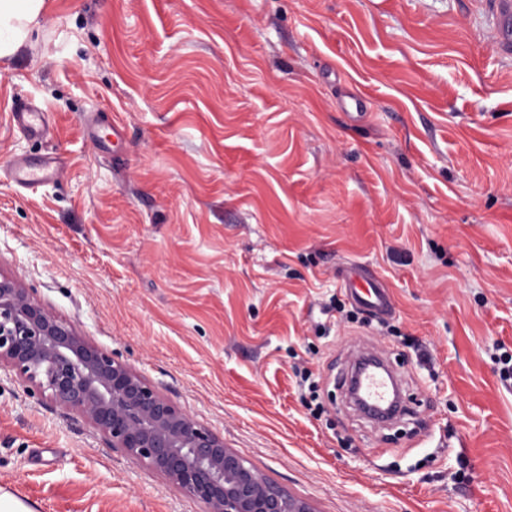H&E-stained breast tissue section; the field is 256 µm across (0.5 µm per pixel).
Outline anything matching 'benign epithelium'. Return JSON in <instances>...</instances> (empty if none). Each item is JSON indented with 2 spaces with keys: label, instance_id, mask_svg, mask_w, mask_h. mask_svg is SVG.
I'll return each mask as SVG.
<instances>
[{
  "label": "benign epithelium",
  "instance_id": "7a95c632",
  "mask_svg": "<svg viewBox=\"0 0 512 512\" xmlns=\"http://www.w3.org/2000/svg\"><path fill=\"white\" fill-rule=\"evenodd\" d=\"M86 417L137 464L162 474L206 512H313L304 499L269 481L224 439L160 396L112 353L0 276V364Z\"/></svg>",
  "mask_w": 512,
  "mask_h": 512
}]
</instances>
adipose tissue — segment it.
<instances>
[{
  "label": "adipose tissue",
  "mask_w": 512,
  "mask_h": 512,
  "mask_svg": "<svg viewBox=\"0 0 512 512\" xmlns=\"http://www.w3.org/2000/svg\"><path fill=\"white\" fill-rule=\"evenodd\" d=\"M47 0H0V61L32 45L42 29Z\"/></svg>",
  "instance_id": "obj_1"
}]
</instances>
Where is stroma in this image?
Returning a JSON list of instances; mask_svg holds the SVG:
<instances>
[{"label":"stroma","instance_id":"35a3bbf8","mask_svg":"<svg viewBox=\"0 0 512 512\" xmlns=\"http://www.w3.org/2000/svg\"><path fill=\"white\" fill-rule=\"evenodd\" d=\"M48 2L0 61V275L314 512H512V59L474 0ZM21 100L48 136L12 129ZM94 118L121 141L92 150ZM49 154L58 179L5 173ZM349 262L387 321L326 311ZM365 349L412 416L349 404ZM18 502L205 512L4 366L0 512ZM60 162L57 158L48 157L39 164H34L22 155H16L8 163L6 173L17 184L33 189L51 180L58 174Z\"/></svg>","mask_w":512,"mask_h":512}]
</instances>
